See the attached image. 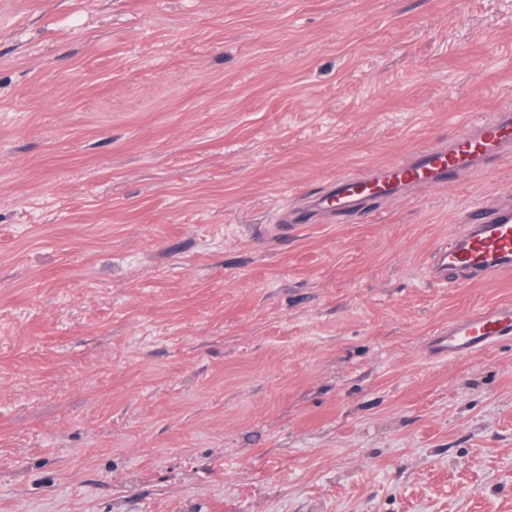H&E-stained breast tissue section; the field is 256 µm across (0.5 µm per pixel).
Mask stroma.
Wrapping results in <instances>:
<instances>
[{"label":"stroma","mask_w":512,"mask_h":512,"mask_svg":"<svg viewBox=\"0 0 512 512\" xmlns=\"http://www.w3.org/2000/svg\"><path fill=\"white\" fill-rule=\"evenodd\" d=\"M512 106V0H0V512H512V161L271 231ZM465 226L448 244L427 256L428 276L441 281L452 273L465 281H500L512 277V197L479 213L468 212ZM504 339H512V303L500 302L449 322L448 330L431 345L437 356L448 359L482 352Z\"/></svg>","instance_id":"obj_1"}]
</instances>
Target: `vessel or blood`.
Segmentation results:
<instances>
[{
  "mask_svg": "<svg viewBox=\"0 0 512 512\" xmlns=\"http://www.w3.org/2000/svg\"><path fill=\"white\" fill-rule=\"evenodd\" d=\"M512 156V113L475 114L449 137L412 151L386 165L347 172L310 196L308 208L341 220L366 212L381 201L406 198L430 188H446L476 167H494ZM463 230L431 250L426 267L431 279L448 275L472 281L512 278V197L464 217ZM512 339V303L500 302L449 322L431 345L435 355L466 357Z\"/></svg>",
  "mask_w": 512,
  "mask_h": 512,
  "instance_id": "b4317fda",
  "label": "vessel or blood"
}]
</instances>
